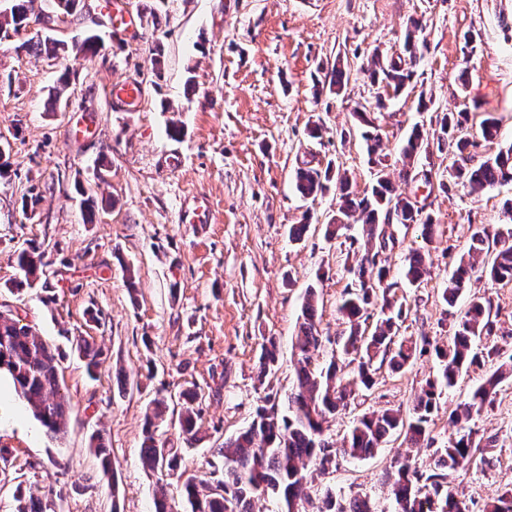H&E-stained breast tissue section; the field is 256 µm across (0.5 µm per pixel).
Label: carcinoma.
I'll return each instance as SVG.
<instances>
[{
    "label": "carcinoma",
    "instance_id": "1",
    "mask_svg": "<svg viewBox=\"0 0 512 512\" xmlns=\"http://www.w3.org/2000/svg\"><path fill=\"white\" fill-rule=\"evenodd\" d=\"M41 0H10L8 11L0 13V33L16 43L15 49L27 53L44 54L58 58L60 53L93 57L98 53V37L82 36L67 43L51 34L33 35L31 29L39 24ZM419 25L413 21L406 27L402 47L397 55L382 58L374 56L363 72L371 84L401 95L414 76L413 66L421 53L418 36ZM350 69L336 63L332 66L329 91L341 95L348 86ZM467 119L464 112H446L440 118L441 136L437 138L438 152L464 157L472 143L463 137L452 136V131L462 127ZM367 152L371 163L382 164V142L379 136L365 133ZM429 147L423 128L413 127L402 149L403 176L409 177L422 150ZM336 182V216L344 223L327 225V235L346 229L352 223L363 224L366 239L363 254L357 266L350 269L352 281L345 289V298L338 310L348 324L347 333L337 337L336 345L343 355L358 361L357 371L345 377L337 375L338 365L330 360L326 367L312 365V356L321 350L323 336L316 321V291L307 289L302 305L301 322L295 337V388L288 395V414L278 412L276 405L265 398V404L256 408L247 428L224 441V447L214 449L219 459L221 477L209 485H201L188 478L183 483V499L190 512H253V503L272 495L285 503V512H307L305 505L313 503L308 491L305 471L307 468L321 473L336 465L337 454L351 458L373 455L393 432H403L413 447L431 444L427 432L430 416L437 409V398L444 388H452L460 372L472 365L495 364L497 368L471 394L469 400L458 404L449 415L452 424L469 420L489 406L496 388L505 373H512V356L501 360L494 344H485L475 350V343L494 335L492 320L493 303L486 297H474L465 313L451 323L453 335L447 347L431 346L425 336L418 339L396 340L398 321L402 320L403 307L396 304L392 291L396 283L388 281L389 269L384 254L393 250L396 238L387 232L393 224H419L425 244L432 243L434 227L424 208L414 205L410 197L397 192L385 169H380L370 192L358 197L350 191L346 173L326 168L301 167L296 171V188L304 198L323 195ZM512 182V146L499 151L476 166L448 167V180H439L440 189L448 191L460 184L473 191L484 190ZM495 251L491 265L479 266L480 257ZM429 250H414L406 258L403 277L417 284L428 274ZM14 265L23 282L32 284L44 274L43 253L31 246L20 251ZM499 282H512V227L490 231L476 228L470 236L467 251L456 261L443 292V300L454 306L467 288L476 270ZM379 310L374 332L366 336L362 324ZM77 350L86 360L88 371L98 365L100 351L86 339L76 342ZM434 352L442 362L439 376L428 382L413 401L408 416L400 410L364 414L350 429L343 446L325 437V423L329 417L346 409L350 396L357 387L369 389L374 384L372 363L388 364L401 370L418 354ZM279 359L278 344L268 338L261 344L260 374L271 371ZM10 374L17 391L27 401L35 417L57 435L63 432L69 414V405L60 396V356L58 350L36 335L22 319L0 313V369ZM183 411L179 420L183 439L188 444L197 441L196 412L194 404L199 399L196 389L181 392ZM164 401H153L151 412L146 415L141 458L152 470H165L176 474L181 468L182 455L177 448H165L156 435L155 420L163 413ZM92 447L103 471L112 467L111 452L100 437L93 438ZM493 448L495 440L474 439L472 433L448 439V447L437 448L433 453V466L427 471L413 467L408 460L398 462L394 472L387 475L392 480L393 512H469L466 503L459 500L448 486L449 472L471 458L475 448ZM154 512H177L167 496L164 486L154 491ZM314 512H374L370 502L354 497L348 501L336 498L331 492L322 494L321 505ZM481 512H512V489L484 503Z\"/></svg>",
    "mask_w": 512,
    "mask_h": 512
}]
</instances>
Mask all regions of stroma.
<instances>
[{"instance_id":"obj_1","label":"stroma","mask_w":512,"mask_h":512,"mask_svg":"<svg viewBox=\"0 0 512 512\" xmlns=\"http://www.w3.org/2000/svg\"><path fill=\"white\" fill-rule=\"evenodd\" d=\"M152 4L129 0L130 33L121 42L99 7L74 17L60 37L95 31L102 48L91 58L47 60L0 42V148L10 162L0 178V310L62 350L61 394L71 405L64 432L50 435L9 374L0 373V448L10 451L0 466V512H17L20 490L33 487L53 489L47 512H152L160 485L181 502L182 476L141 462L152 400L167 405L162 441L179 448L178 396L198 387L200 440L184 454L182 469L204 482L212 479L213 449L248 426L262 397L286 406L306 290L317 291L323 333L341 335L338 306L356 260L350 240L362 235L357 223L348 237L327 238L336 194L302 198L294 171L331 162L346 170L355 193L369 190L375 169L363 139L367 127L353 116L357 106L369 107V128L381 136L393 176L411 127L437 133L445 112H467L472 163L512 145V0H165L155 18ZM412 18L423 22L426 39L413 83L375 109L378 89L359 67L374 53L398 50ZM467 33L476 45L471 57ZM159 43L164 57L157 68L152 51ZM337 60L352 68L339 95L323 89L326 66ZM66 67L71 75L63 88L58 77ZM118 80L141 86L138 108L113 100L107 87ZM84 115L94 120L92 132L72 140L69 130ZM488 117L498 124L497 139L482 135ZM175 125L182 129L176 139L168 133ZM316 125L318 139L309 134ZM175 148L182 162L164 170ZM102 164L109 169L103 182ZM78 183L98 199L94 222L84 219ZM397 188L435 224L430 274L414 286L402 269L422 245L420 230L394 227L398 243L387 265L405 308L399 334L444 346L451 316L467 305L462 298L450 308L442 298L454 260L473 229L512 224V183L480 192H444L414 180ZM31 190L40 202L26 212L22 197ZM304 220L305 237L290 241V225ZM32 243L44 253L45 274L14 287L12 258ZM471 291L491 298L492 341L512 354V283L485 276L472 281ZM78 336L102 350L96 375L71 348ZM266 336L276 337L280 356L263 377L258 356ZM493 370L489 363L471 366L442 391L428 422L433 447L409 448L391 436L371 458L340 457L329 473H309L313 488L365 497L378 512H390L385 476L396 459L409 457L428 470L434 448L445 447L452 433L449 413ZM440 371L431 353L399 371L381 366L374 386L330 418L326 436L339 446L363 414L408 412ZM465 428L497 439L486 463H462L448 477L471 512H480L486 500L512 488V377L498 385L493 408ZM96 434L111 451L107 474L91 447Z\"/></svg>"}]
</instances>
